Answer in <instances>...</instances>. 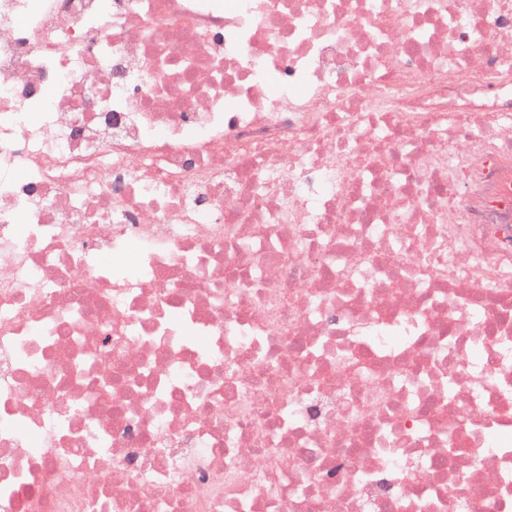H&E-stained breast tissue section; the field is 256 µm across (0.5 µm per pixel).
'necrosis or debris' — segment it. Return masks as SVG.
<instances>
[{
	"instance_id": "obj_1",
	"label": "necrosis or debris",
	"mask_w": 512,
	"mask_h": 512,
	"mask_svg": "<svg viewBox=\"0 0 512 512\" xmlns=\"http://www.w3.org/2000/svg\"><path fill=\"white\" fill-rule=\"evenodd\" d=\"M0 512H512V0H0Z\"/></svg>"
}]
</instances>
